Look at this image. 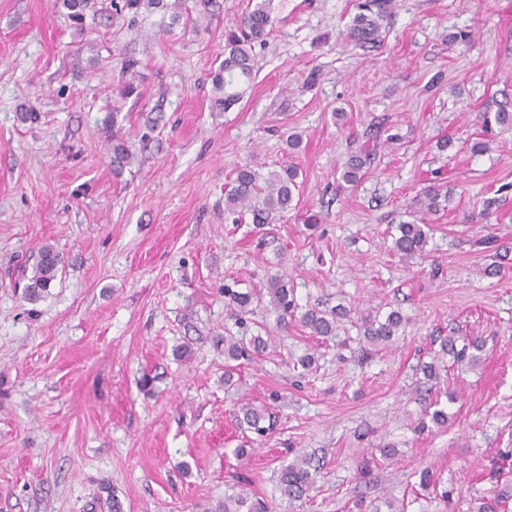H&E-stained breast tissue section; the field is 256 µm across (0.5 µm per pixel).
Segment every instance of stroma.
<instances>
[{
  "label": "stroma",
  "mask_w": 512,
  "mask_h": 512,
  "mask_svg": "<svg viewBox=\"0 0 512 512\" xmlns=\"http://www.w3.org/2000/svg\"><path fill=\"white\" fill-rule=\"evenodd\" d=\"M163 2L133 14L85 0L79 27L52 0H0V512H109L111 492L124 512H205L241 478L276 510L278 472L299 453L324 469L288 512H466L491 467L512 465V128L482 127L512 100V0H392L369 50L346 36L361 0H271L253 79L225 112L212 77L249 0L211 14ZM373 129L374 160L345 183ZM116 135L133 155L118 173ZM245 162L298 172L271 223L224 212ZM432 187L451 202L418 212ZM491 199L497 217L473 222ZM403 222L424 225L422 256L394 251ZM47 243L62 265L31 304L20 271ZM500 248L502 273L484 277ZM282 271L300 310L347 315L322 340L257 306L246 328H267L269 346L225 387L224 286ZM393 309L398 340L366 346L364 316ZM448 334L480 339L479 360L427 380ZM433 402L447 426L425 422ZM248 403L275 413L268 436L239 430ZM425 468L438 489L420 487Z\"/></svg>",
  "instance_id": "1"
}]
</instances>
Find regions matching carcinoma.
Wrapping results in <instances>:
<instances>
[{"mask_svg":"<svg viewBox=\"0 0 512 512\" xmlns=\"http://www.w3.org/2000/svg\"><path fill=\"white\" fill-rule=\"evenodd\" d=\"M389 9L390 0H366L361 4V13L349 30V38L364 49L376 47L380 29L378 20ZM271 24L270 0H253L251 10L238 24L225 32L224 61L213 76V108L225 111L242 97L243 86L253 77L255 48L269 35ZM491 121L502 127H512V103L506 101L499 105L493 115L484 116V122ZM373 152L374 147L368 144L362 146L345 167L343 180L356 183ZM112 160L119 168L131 160L125 143L117 139L112 142ZM297 176V170L290 167L264 176L249 163L241 164L235 172L234 187L225 195L224 212L239 218L249 214L252 223L267 224L272 215L283 213L291 206L297 187ZM398 231L399 235L394 240V250L398 255L412 258L425 251L428 236L424 225L407 222L398 225ZM61 263L62 257L53 246H42L32 265L21 271L22 280L25 281L22 298L31 304L45 298L57 278ZM265 295L269 297L271 310L277 314V323L288 324V320L295 316L297 305L284 275L271 276L265 289L258 291H238L228 285L224 286L225 306L230 311V317L239 326L244 324L245 316L253 313L254 303L262 301ZM338 319L339 313L316 308L308 309L301 315L304 326L322 338L336 335ZM364 324V337L369 343L388 346L399 335L403 316L399 311L393 310L382 320L368 317ZM217 340L224 342L225 359L233 361H249L263 353L268 346L267 339L259 334L250 338L219 336ZM482 348V342L477 339L461 340L457 336H447L441 340L439 352L450 356L458 366L470 367L477 359L476 352ZM275 424V416L264 407L257 408L247 404L242 408L239 425L246 432L262 437ZM321 470L320 459L316 456H295L279 472L281 496L289 504L310 496V492L316 488V478ZM511 500L512 485L505 484L490 495H480L470 500L468 512H508ZM207 512H269V506L242 489L224 496V503Z\"/></svg>","mask_w":512,"mask_h":512,"instance_id":"1","label":"carcinoma"}]
</instances>
